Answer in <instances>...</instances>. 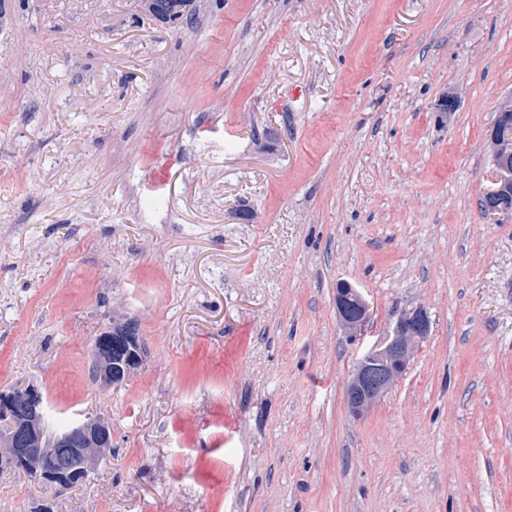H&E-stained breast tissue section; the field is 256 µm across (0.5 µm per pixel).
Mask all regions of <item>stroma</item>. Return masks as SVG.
Returning a JSON list of instances; mask_svg holds the SVG:
<instances>
[{
    "mask_svg": "<svg viewBox=\"0 0 512 512\" xmlns=\"http://www.w3.org/2000/svg\"><path fill=\"white\" fill-rule=\"evenodd\" d=\"M510 99L512 0H0V392L112 425L81 485L0 470V512H512V219L478 207ZM338 287V288H337ZM336 316L340 324L357 337L368 319V304L358 288H354L347 282L336 286L335 296ZM431 322L422 308L400 313L384 342L371 348L356 363L345 392L353 415L373 406L405 370L414 349L430 335ZM121 328L113 329L112 332H106L97 336L94 340L93 349L99 364V373L106 384L112 385L119 378H122L131 367L135 366L140 357H138V336L134 324L128 323ZM119 340L125 347V352L120 357L112 358L113 342Z\"/></svg>",
    "mask_w": 512,
    "mask_h": 512,
    "instance_id": "35a3bbf8",
    "label": "stroma"
}]
</instances>
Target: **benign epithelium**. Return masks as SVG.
I'll use <instances>...</instances> for the list:
<instances>
[{"instance_id":"1","label":"benign epithelium","mask_w":512,"mask_h":512,"mask_svg":"<svg viewBox=\"0 0 512 512\" xmlns=\"http://www.w3.org/2000/svg\"><path fill=\"white\" fill-rule=\"evenodd\" d=\"M498 164L507 168L512 163V132L503 130L491 135ZM336 316L352 333L362 331L368 319V304L359 289L347 282L336 288ZM431 322L422 308L400 313L379 347L366 352L356 363L345 392L350 413L360 415L373 406L405 370L414 349L430 335ZM93 349L99 373L107 384L123 377L138 361V336L134 324L123 327L116 337L106 332L95 338ZM0 403L16 418L14 432L4 441L6 458L15 463L36 462L51 483L73 487L83 481L96 457L112 447V429L100 420L76 425L56 439L54 447L63 454L53 456L38 439L45 415L42 397L34 389L19 394L1 395Z\"/></svg>"}]
</instances>
